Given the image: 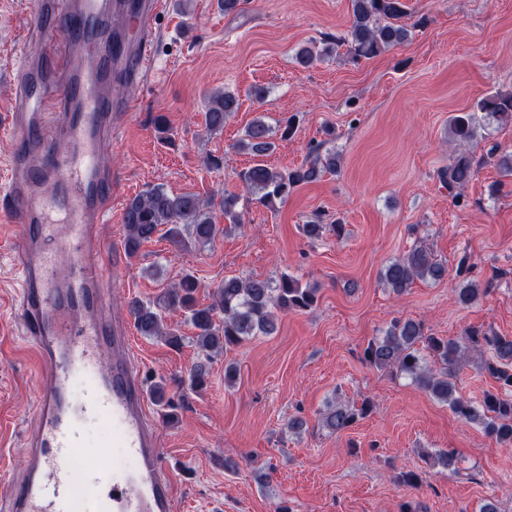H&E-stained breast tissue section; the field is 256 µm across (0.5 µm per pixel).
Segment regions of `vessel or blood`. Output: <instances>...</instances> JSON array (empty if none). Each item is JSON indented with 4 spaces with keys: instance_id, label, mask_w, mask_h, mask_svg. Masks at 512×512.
Wrapping results in <instances>:
<instances>
[{
    "instance_id": "b4317fda",
    "label": "vessel or blood",
    "mask_w": 512,
    "mask_h": 512,
    "mask_svg": "<svg viewBox=\"0 0 512 512\" xmlns=\"http://www.w3.org/2000/svg\"><path fill=\"white\" fill-rule=\"evenodd\" d=\"M163 8V0H34L31 8L0 126L11 145L0 222L13 229L21 277L10 316L45 385L22 474L0 486L6 512H176L160 426L104 286L101 234L115 192L102 156L118 113L152 85ZM91 425L111 429L123 465H85Z\"/></svg>"
}]
</instances>
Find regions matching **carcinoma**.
I'll return each instance as SVG.
<instances>
[{"mask_svg": "<svg viewBox=\"0 0 512 512\" xmlns=\"http://www.w3.org/2000/svg\"><path fill=\"white\" fill-rule=\"evenodd\" d=\"M350 3L351 21L346 34L324 35L319 48L300 47L295 52L299 66L309 68L343 46L347 47V54L354 61L371 59L410 39L412 30L403 23L407 16L406 0H350ZM239 108L238 94L230 91L215 94L206 112V128L215 132L223 129L226 118ZM486 121L504 127L512 125V90L490 93L478 99L471 111L449 118L448 133L455 149L448 166L439 172L448 192L464 188L481 166L493 160L503 175L512 176V154L499 156L495 146L477 154L479 143L485 140L480 130ZM233 148L259 158L238 172L237 177L248 194L247 202L264 208L271 209L285 202L298 186L315 182L336 169V153L325 148L323 141L310 143L308 157L293 168H274L260 161L276 149L272 128L262 118H255L247 125L244 138ZM238 203L239 196L235 194H226L216 202L195 193L176 194L160 184L154 185L129 199L125 206V251L130 257L136 256L142 244L162 230L177 247L208 244L217 233L215 209H220L230 225L241 226ZM328 227L338 235L343 231L341 219L327 225L320 214L300 225L299 229L305 238L314 241L321 238ZM472 269L468 257L459 260V282L454 293L461 306L473 304L485 293V289L471 278ZM447 274L448 266L419 243L407 254L387 261L379 280L390 292L401 295L417 281L436 284ZM201 288V281L186 273L158 300L152 303L133 300L129 304L141 335L162 336L169 346L177 349L185 344L186 337L174 329L164 330L161 310H180L185 314L195 329L191 342L205 353V360L193 365L187 380L183 381L190 390H199L206 385L213 355L226 352L254 336L273 335L278 329L277 314L307 311L318 299V289L302 284L288 273L276 279L226 277L207 305L197 300ZM468 346L488 353V357L482 359L481 369L498 384V392L488 391L477 402L463 398L455 380L456 368L464 360ZM423 349L427 354L421 353ZM430 358L435 365L428 363ZM363 359L373 368L411 379L432 398L447 405L463 423L481 428L501 445H512V336L469 329L457 339L441 338L427 334L420 321L395 318L382 335L368 342ZM371 410L372 404L368 400L357 406L336 399L321 413V424L331 434L340 433L354 426Z\"/></svg>", "mask_w": 512, "mask_h": 512, "instance_id": "1", "label": "carcinoma"}]
</instances>
